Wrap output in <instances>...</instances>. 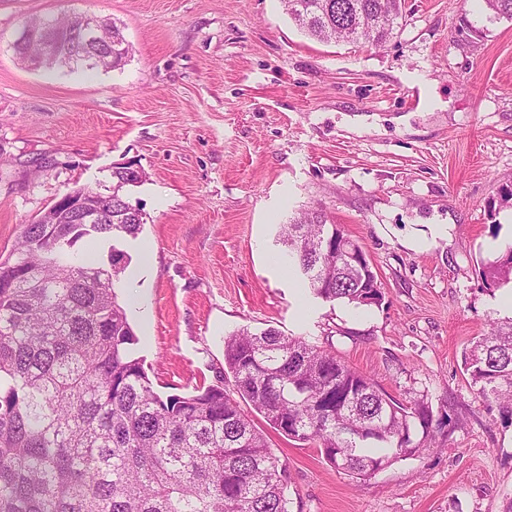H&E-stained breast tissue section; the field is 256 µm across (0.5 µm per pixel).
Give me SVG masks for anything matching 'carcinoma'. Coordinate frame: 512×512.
<instances>
[{
    "mask_svg": "<svg viewBox=\"0 0 512 512\" xmlns=\"http://www.w3.org/2000/svg\"><path fill=\"white\" fill-rule=\"evenodd\" d=\"M291 20L321 41L392 37L401 0H285ZM43 68L120 70L129 44L102 19L99 43L83 41L78 17ZM45 55L28 41L17 59ZM142 171L112 170V212L129 204ZM27 224L0 261V512H288V466L252 419L263 416L293 441L313 443L338 472L369 480L435 447L455 421L447 404L393 396L335 353L274 327L224 340V383L184 394L158 392L137 355L138 338L115 291L129 264L116 243L137 238L144 218L119 224ZM112 242L111 263L73 250ZM283 257L326 302L381 306L362 247L310 211L280 225ZM489 287L512 281V247L479 271ZM464 370L512 423V318L489 320L470 343Z\"/></svg>",
    "mask_w": 512,
    "mask_h": 512,
    "instance_id": "carcinoma-1",
    "label": "carcinoma"
}]
</instances>
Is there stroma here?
<instances>
[{
	"instance_id": "1",
	"label": "stroma",
	"mask_w": 512,
	"mask_h": 512,
	"mask_svg": "<svg viewBox=\"0 0 512 512\" xmlns=\"http://www.w3.org/2000/svg\"><path fill=\"white\" fill-rule=\"evenodd\" d=\"M93 14L132 47L116 71L32 70L26 22ZM132 189L145 224L119 242L118 290L157 390L218 383L224 338L275 327L330 348L400 398L447 401L438 449L365 482L269 431L290 512H506L512 424L462 354L511 313L481 264L512 245V20L484 0H402L384 46L323 43L282 0H0V257L79 187ZM367 253L381 307L326 303L280 259L311 208Z\"/></svg>"
}]
</instances>
